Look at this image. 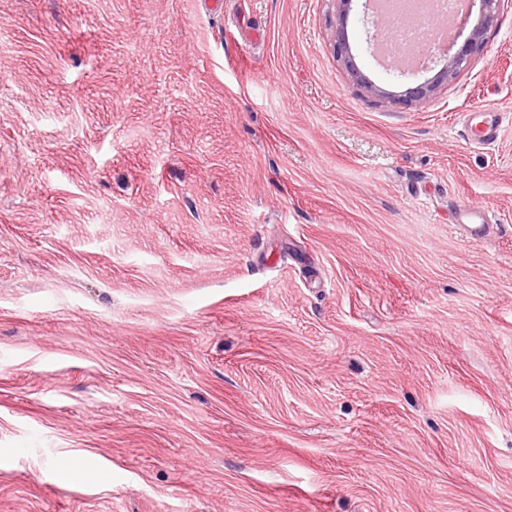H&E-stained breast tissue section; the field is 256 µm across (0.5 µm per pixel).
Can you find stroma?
<instances>
[{"instance_id":"obj_1","label":"stroma","mask_w":512,"mask_h":512,"mask_svg":"<svg viewBox=\"0 0 512 512\" xmlns=\"http://www.w3.org/2000/svg\"><path fill=\"white\" fill-rule=\"evenodd\" d=\"M336 23L0 0V512H512V0L409 107ZM504 1L505 0H479L482 6L481 19L473 26L465 44L454 55L449 57L448 53L452 48V43H448L438 54L430 55L427 62L419 67V69L429 70L438 63L442 65L441 68L431 78H427L424 82L404 90L402 92L403 94L397 95L394 92L376 87L357 66L343 26L348 6L352 2L351 0L333 1L336 4L338 25L340 26L336 31V56L343 62L348 73L358 84L374 93L379 98L405 105L421 103L432 97L441 86L451 82L459 72L470 65L472 57L483 51L486 43L485 34L487 26ZM489 109L483 112H474L466 122L464 133L466 138L473 144L485 145L494 142L499 133L498 125L487 120ZM454 221L467 239L477 240L483 238L489 229L485 213L477 206L458 205L455 210Z\"/></svg>"}]
</instances>
